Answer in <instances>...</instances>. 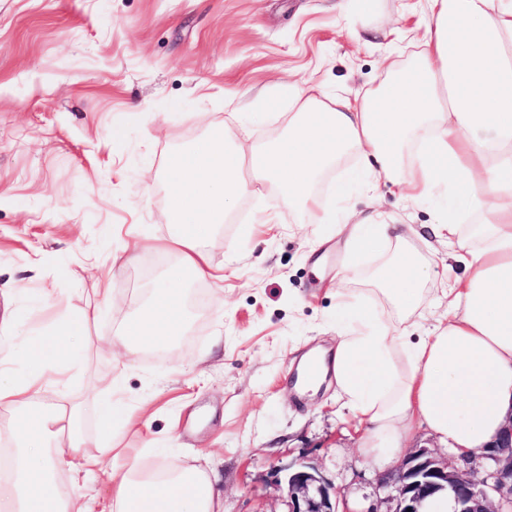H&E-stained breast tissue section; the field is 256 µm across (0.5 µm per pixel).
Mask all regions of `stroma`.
I'll return each mask as SVG.
<instances>
[{
    "label": "stroma",
    "mask_w": 512,
    "mask_h": 512,
    "mask_svg": "<svg viewBox=\"0 0 512 512\" xmlns=\"http://www.w3.org/2000/svg\"><path fill=\"white\" fill-rule=\"evenodd\" d=\"M423 32L420 0H0V349L96 311L70 386L44 393L80 404L89 448L97 398L117 378L136 423L115 424L113 447L212 470L223 512H288L276 470L293 461L316 466L350 512H392L334 377L303 394L293 373L312 350L334 353L340 286L423 335L447 309L448 242L395 186L353 194L358 215L404 225L400 248L430 264L420 306L399 313L372 280L398 247L355 255L339 231L336 180L353 156L315 184L310 210L251 182L205 245L223 282L186 281L203 302L162 355L102 347L113 304L137 312L176 262L163 247L173 155L232 112L239 142L264 146L305 81L365 91Z\"/></svg>",
    "instance_id": "1"
}]
</instances>
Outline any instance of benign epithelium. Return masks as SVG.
<instances>
[{
	"label": "benign epithelium",
	"instance_id": "obj_1",
	"mask_svg": "<svg viewBox=\"0 0 512 512\" xmlns=\"http://www.w3.org/2000/svg\"><path fill=\"white\" fill-rule=\"evenodd\" d=\"M488 470H458L425 447L410 452L393 471L378 478L380 487L395 490L391 512H432L431 505L446 496L451 512H499L495 499L512 505V415L498 437L482 449ZM284 471V487L289 512H351L339 508L333 485L311 465L289 463Z\"/></svg>",
	"mask_w": 512,
	"mask_h": 512
}]
</instances>
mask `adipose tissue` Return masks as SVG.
Wrapping results in <instances>:
<instances>
[{
	"label": "adipose tissue",
	"mask_w": 512,
	"mask_h": 512,
	"mask_svg": "<svg viewBox=\"0 0 512 512\" xmlns=\"http://www.w3.org/2000/svg\"><path fill=\"white\" fill-rule=\"evenodd\" d=\"M426 2L413 66L389 68L377 87L353 99L307 87L284 135L265 146L235 145L228 126L171 158L174 231L165 247L177 262L144 308L120 317L114 338L124 347L173 341L186 326L185 280H223L203 245L248 190L242 165L303 208L318 206L315 184L345 154L358 165L338 182L340 196L382 180L413 203L445 195L436 231L464 268L448 289L445 321L413 342L391 336L356 295L336 294L334 377L367 431L363 450L373 464L397 460L416 421L456 456L477 455L512 412V0ZM469 214L480 222L461 224ZM423 277L404 252L375 272L403 313L420 304ZM91 318L87 312L49 334L24 336L0 356V404L19 413L0 424V437L14 444L0 512H88L78 493H58L63 466L106 477L111 512H222L208 471L172 459L147 468L114 453L113 421H131L119 381L98 402L103 445L92 451L78 405L39 402L45 376L66 374L79 359ZM63 437L67 449L51 447Z\"/></svg>",
	"instance_id": "obj_1"
}]
</instances>
